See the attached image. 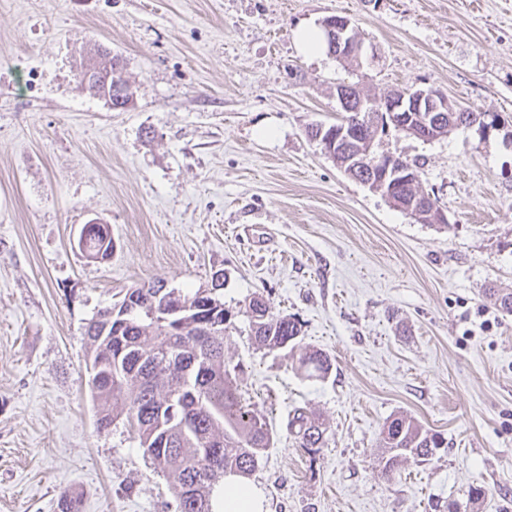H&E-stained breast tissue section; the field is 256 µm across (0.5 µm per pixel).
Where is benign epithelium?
<instances>
[{
	"instance_id": "7a95c632",
	"label": "benign epithelium",
	"mask_w": 512,
	"mask_h": 512,
	"mask_svg": "<svg viewBox=\"0 0 512 512\" xmlns=\"http://www.w3.org/2000/svg\"><path fill=\"white\" fill-rule=\"evenodd\" d=\"M324 27L339 57L359 60L365 56L364 40L354 35L349 18L337 15L326 20ZM336 98L342 106L349 102L354 105V111L370 114L371 138L361 139L360 122H344L332 127L320 141L324 152L332 156L356 150L351 160L363 172L362 184L391 203L397 201L394 194L403 187L415 185L419 175L413 167L396 161L392 155L378 156L373 152V144L382 129L392 126L415 139L432 141L439 138V126L446 120L450 132L465 123L478 127L485 136L503 131L512 141V129L499 114L481 112L467 116L458 103L437 88L418 87L413 92L391 90L381 97H371L364 95L357 86L341 83L336 86Z\"/></svg>"
}]
</instances>
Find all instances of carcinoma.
Returning <instances> with one entry per match:
<instances>
[{"instance_id": "obj_1", "label": "carcinoma", "mask_w": 512, "mask_h": 512, "mask_svg": "<svg viewBox=\"0 0 512 512\" xmlns=\"http://www.w3.org/2000/svg\"><path fill=\"white\" fill-rule=\"evenodd\" d=\"M79 249L89 258L108 257L109 247L99 233L87 235ZM150 280L126 289L117 303L104 308L115 312L112 322L124 323L120 337L92 317L87 336V385L98 403L97 428L107 430L122 421L134 432L144 454L166 476L177 512H214L213 498L224 475L249 478L270 447L266 420L242 396L238 378L242 368L224 359V332L199 342L190 324L196 313L187 312L185 326L164 321L162 309L172 289ZM183 302L204 308L223 303L219 289L180 294ZM250 335L269 351H299L297 369L309 378L325 379L332 369L329 357L318 350L299 349L302 325L291 316H279L263 302L253 320L245 310ZM167 434V442L155 434ZM288 429L309 452L322 447L326 427L320 417L296 407ZM381 473L392 479L401 464L429 461L445 445L414 418L400 414L382 428Z\"/></svg>"}]
</instances>
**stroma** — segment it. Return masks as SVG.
Here are the masks:
<instances>
[{
	"mask_svg": "<svg viewBox=\"0 0 512 512\" xmlns=\"http://www.w3.org/2000/svg\"><path fill=\"white\" fill-rule=\"evenodd\" d=\"M348 17L374 58L304 54L301 27ZM134 92L115 111L76 78L98 51ZM436 87L512 120V0H0V512H176L124 424L97 431L86 326L147 280L224 276L225 358L269 422L251 480L269 512H512V145L461 128L379 149L421 164L447 224L351 178L306 130L341 117L337 84ZM107 224L112 255L77 240ZM263 294L328 354L308 379L257 348ZM324 419L300 448L288 414ZM406 414L447 441L386 479L380 434ZM482 485L478 505L466 497Z\"/></svg>",
	"mask_w": 512,
	"mask_h": 512,
	"instance_id": "obj_1",
	"label": "stroma"
}]
</instances>
